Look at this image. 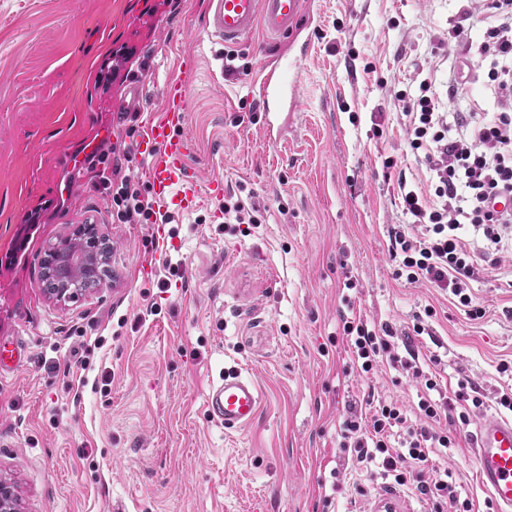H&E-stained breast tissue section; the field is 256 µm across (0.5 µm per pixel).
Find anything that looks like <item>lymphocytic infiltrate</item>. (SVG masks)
<instances>
[{
	"label": "lymphocytic infiltrate",
	"mask_w": 512,
	"mask_h": 512,
	"mask_svg": "<svg viewBox=\"0 0 512 512\" xmlns=\"http://www.w3.org/2000/svg\"><path fill=\"white\" fill-rule=\"evenodd\" d=\"M470 2L472 11L485 13L489 23L476 40L461 27L455 34L462 44L464 64L489 61L487 79L498 110L481 118L471 112L450 116L440 111L434 97L423 93L403 97L408 143L431 173L432 191L408 188L406 179H399L403 212L412 222L409 228L393 231L390 253L398 264L397 276L410 283L424 279L450 290L468 315L479 319L485 311L473 305L468 292L478 263L512 251V210L497 211L491 206L502 193H512V0ZM470 230L483 233L486 247L471 246L465 238ZM343 330L351 337L363 372H370L378 358L386 355L413 376H420L416 360L395 354L390 325L376 332L364 322L348 321ZM473 390L469 379H459L451 400L438 404L424 399L419 409L435 422L444 410L452 409L459 424L469 425L485 406ZM398 431L403 434L399 440L394 437ZM341 437V448L354 461L378 464L383 478L415 490L432 504L434 512H444L447 502L457 499L450 472L431 479L422 474L431 450L450 446L447 434L408 426L396 405H379L367 424L356 409H348Z\"/></svg>",
	"instance_id": "1"
}]
</instances>
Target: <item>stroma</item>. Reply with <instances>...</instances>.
<instances>
[{
  "mask_svg": "<svg viewBox=\"0 0 512 512\" xmlns=\"http://www.w3.org/2000/svg\"><path fill=\"white\" fill-rule=\"evenodd\" d=\"M467 0H306L310 20L287 39L299 104L268 140L254 78L279 49L255 33L225 47L202 30L205 0H0V478L21 512H369L391 484L348 462L340 425L351 401L396 404L409 422L468 378L497 413L512 361V260L483 262L474 320L450 291L396 277L393 228L406 223L398 176L426 183L398 123L399 94L429 82L448 112H493L484 69L464 70L455 27L485 23ZM185 132L200 186L224 182L259 208L246 232L224 199L172 211L171 243L118 222L101 171L140 175L133 121L160 112L183 58ZM468 77L469 95L449 89ZM143 82L138 101L129 91ZM114 152L99 153L101 141ZM394 168H386V161ZM92 223L112 246L98 288L59 301L39 261ZM154 268L143 279L142 265ZM390 324L440 390L400 365L363 373L344 320ZM425 331L415 335V321ZM239 370L255 381L254 421L227 430L205 397ZM474 426L449 430L426 474L448 469L459 499L485 512ZM331 506H324V498Z\"/></svg>",
  "mask_w": 512,
  "mask_h": 512,
  "instance_id": "obj_1",
  "label": "stroma"
}]
</instances>
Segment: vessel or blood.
<instances>
[{
    "mask_svg": "<svg viewBox=\"0 0 512 512\" xmlns=\"http://www.w3.org/2000/svg\"><path fill=\"white\" fill-rule=\"evenodd\" d=\"M304 7L305 0H208L204 30L207 36L227 45L239 44L258 30L279 40L296 28ZM193 66V60H186L181 74L166 81L160 113L142 125L138 136L137 153L147 162L144 177L162 212L172 206L194 210L203 196L189 164L193 144L183 133ZM290 73L288 58L282 55L264 65L258 79L263 129L271 140L284 129L285 111L298 104L297 85ZM259 406L258 386L237 372L224 374L210 384L206 395L210 418L228 430L249 425ZM472 451L480 484L497 512H512V418L488 415L481 419L473 435Z\"/></svg>",
    "mask_w": 512,
    "mask_h": 512,
    "instance_id": "vessel-or-blood-1",
    "label": "vessel or blood"
}]
</instances>
